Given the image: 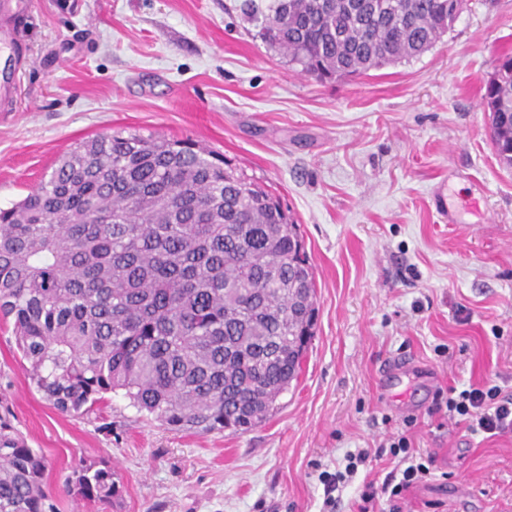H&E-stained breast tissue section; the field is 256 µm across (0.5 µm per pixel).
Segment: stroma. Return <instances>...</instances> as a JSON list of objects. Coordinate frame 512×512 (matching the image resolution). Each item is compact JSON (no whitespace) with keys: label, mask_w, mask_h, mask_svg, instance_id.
Listing matches in <instances>:
<instances>
[{"label":"stroma","mask_w":512,"mask_h":512,"mask_svg":"<svg viewBox=\"0 0 512 512\" xmlns=\"http://www.w3.org/2000/svg\"><path fill=\"white\" fill-rule=\"evenodd\" d=\"M244 0H34L13 111L0 112V207L74 143L119 129L224 153L300 226L316 334L297 383L242 434L173 431L122 395L63 414L0 325V399L49 464L61 512L82 462L119 473L112 512H323L322 470L417 419L435 458L404 512H503L512 434L441 425L433 397L512 388V170L481 100L512 52V0H469L424 55L323 83L269 47Z\"/></svg>","instance_id":"obj_1"}]
</instances>
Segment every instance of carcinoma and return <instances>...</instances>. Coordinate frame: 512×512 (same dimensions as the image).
<instances>
[{
    "label": "carcinoma",
    "instance_id": "obj_1",
    "mask_svg": "<svg viewBox=\"0 0 512 512\" xmlns=\"http://www.w3.org/2000/svg\"><path fill=\"white\" fill-rule=\"evenodd\" d=\"M263 35L320 81L432 49L458 0H268ZM490 140L512 168V55L484 86ZM249 184L253 190L246 192ZM230 160L125 130L83 139L0 209V320L44 398L84 415L123 392L171 430L245 433L279 408L314 337L316 283L299 225ZM48 462L0 414V512H59ZM67 493L112 506V466Z\"/></svg>",
    "mask_w": 512,
    "mask_h": 512
}]
</instances>
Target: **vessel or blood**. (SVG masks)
Segmentation results:
<instances>
[{
  "mask_svg": "<svg viewBox=\"0 0 512 512\" xmlns=\"http://www.w3.org/2000/svg\"><path fill=\"white\" fill-rule=\"evenodd\" d=\"M31 6L32 0H0V108H10L17 96L18 49L24 36L17 20Z\"/></svg>",
  "mask_w": 512,
  "mask_h": 512,
  "instance_id": "b4317fda",
  "label": "vessel or blood"
}]
</instances>
